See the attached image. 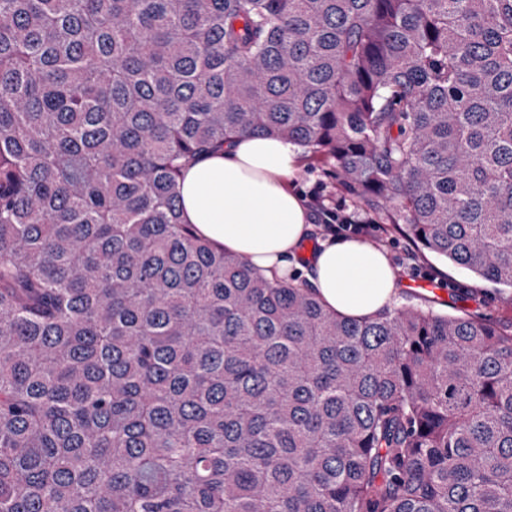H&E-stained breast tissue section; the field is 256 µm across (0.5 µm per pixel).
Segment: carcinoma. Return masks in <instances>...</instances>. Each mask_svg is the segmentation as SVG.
Listing matches in <instances>:
<instances>
[{"label": "carcinoma", "instance_id": "obj_1", "mask_svg": "<svg viewBox=\"0 0 512 512\" xmlns=\"http://www.w3.org/2000/svg\"><path fill=\"white\" fill-rule=\"evenodd\" d=\"M273 134L512 288V0H0V512H512V333L182 222Z\"/></svg>", "mask_w": 512, "mask_h": 512}]
</instances>
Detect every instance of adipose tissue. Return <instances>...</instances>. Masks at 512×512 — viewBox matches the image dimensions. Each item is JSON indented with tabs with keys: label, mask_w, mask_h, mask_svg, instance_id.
I'll list each match as a JSON object with an SVG mask.
<instances>
[{
	"label": "adipose tissue",
	"mask_w": 512,
	"mask_h": 512,
	"mask_svg": "<svg viewBox=\"0 0 512 512\" xmlns=\"http://www.w3.org/2000/svg\"><path fill=\"white\" fill-rule=\"evenodd\" d=\"M297 148L276 136H241L190 165L178 183L181 216L230 253L250 257L270 277L287 278L313 226L311 212L288 188ZM307 287L330 310L371 316L395 297L385 253L347 239L322 244L306 261Z\"/></svg>",
	"instance_id": "obj_1"
}]
</instances>
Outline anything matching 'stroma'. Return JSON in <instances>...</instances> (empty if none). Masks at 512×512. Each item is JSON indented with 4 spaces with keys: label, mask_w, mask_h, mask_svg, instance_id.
I'll return each instance as SVG.
<instances>
[{
    "label": "stroma",
    "mask_w": 512,
    "mask_h": 512,
    "mask_svg": "<svg viewBox=\"0 0 512 512\" xmlns=\"http://www.w3.org/2000/svg\"><path fill=\"white\" fill-rule=\"evenodd\" d=\"M319 184L324 186L327 199L344 202L345 213L353 221L372 219L386 226V233L370 239L369 244L383 250L389 260L397 287L396 304L429 307L452 316L482 317L501 331L512 330V289L497 287L467 269L417 249L385 215L373 214L343 192L328 167L313 159L308 149H300L288 179L289 189L303 197ZM417 279L432 281L433 289L409 290L408 282Z\"/></svg>",
    "instance_id": "1"
}]
</instances>
